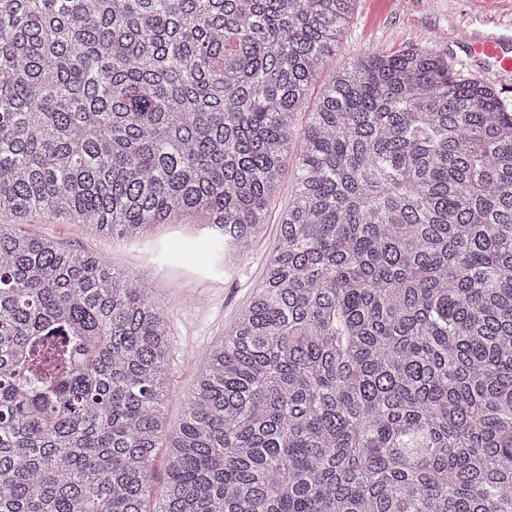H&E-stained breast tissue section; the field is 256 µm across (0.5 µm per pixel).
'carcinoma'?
Instances as JSON below:
<instances>
[{"label": "carcinoma", "instance_id": "carcinoma-1", "mask_svg": "<svg viewBox=\"0 0 512 512\" xmlns=\"http://www.w3.org/2000/svg\"><path fill=\"white\" fill-rule=\"evenodd\" d=\"M355 2L0 0V213H199L241 255ZM293 160L172 432L150 289L0 224V512H512V107L434 50L367 51Z\"/></svg>", "mask_w": 512, "mask_h": 512}]
</instances>
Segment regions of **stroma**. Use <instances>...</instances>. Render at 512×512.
<instances>
[{
  "label": "stroma",
  "instance_id": "obj_1",
  "mask_svg": "<svg viewBox=\"0 0 512 512\" xmlns=\"http://www.w3.org/2000/svg\"><path fill=\"white\" fill-rule=\"evenodd\" d=\"M488 35L503 38L505 48L512 49V0H358L322 70H342L366 50L392 53L431 48L465 76L492 85L512 102V76L483 72L480 63L459 47L466 38ZM294 176L293 169L284 171L280 191L268 204L262 232L243 255L224 264L219 261L224 244L204 226L200 215L156 224L138 237L123 240L42 212L30 213L21 221L4 212L0 224L16 222L26 233L101 256L137 275L157 301L170 309L171 392L166 417L173 429L181 420L185 397L196 387L199 365L223 341L262 280L278 244L279 219L288 206Z\"/></svg>",
  "mask_w": 512,
  "mask_h": 512
}]
</instances>
